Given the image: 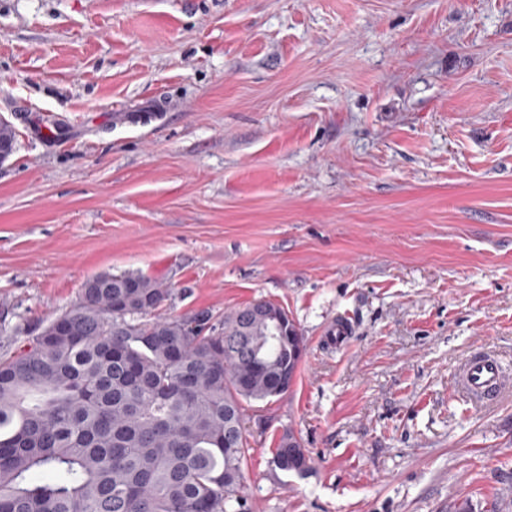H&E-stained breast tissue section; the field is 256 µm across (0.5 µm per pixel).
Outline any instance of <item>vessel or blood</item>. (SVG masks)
<instances>
[{"label": "vessel or blood", "mask_w": 512, "mask_h": 512, "mask_svg": "<svg viewBox=\"0 0 512 512\" xmlns=\"http://www.w3.org/2000/svg\"><path fill=\"white\" fill-rule=\"evenodd\" d=\"M454 389L472 404H489L512 390V375L504 370L495 354L476 352L467 355L459 364L454 375Z\"/></svg>", "instance_id": "b4317fda"}]
</instances>
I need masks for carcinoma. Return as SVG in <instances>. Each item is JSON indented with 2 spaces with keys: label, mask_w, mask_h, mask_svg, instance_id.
<instances>
[{
  "label": "carcinoma",
  "mask_w": 512,
  "mask_h": 512,
  "mask_svg": "<svg viewBox=\"0 0 512 512\" xmlns=\"http://www.w3.org/2000/svg\"><path fill=\"white\" fill-rule=\"evenodd\" d=\"M170 295L98 273L0 356V512H251L245 404L288 393L303 336L272 301L209 326L205 310L162 312ZM308 462L291 434L272 458Z\"/></svg>",
  "instance_id": "cac0c4a2"
}]
</instances>
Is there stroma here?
I'll return each mask as SVG.
<instances>
[{"label":"stroma","mask_w":512,"mask_h":512,"mask_svg":"<svg viewBox=\"0 0 512 512\" xmlns=\"http://www.w3.org/2000/svg\"><path fill=\"white\" fill-rule=\"evenodd\" d=\"M1 120L0 354L103 271L269 300L307 350L246 413L252 512H512V394L453 390L512 370V0H0ZM512 388V378L491 352L467 355L454 375V389L474 405L496 401ZM272 458V465L285 473L300 470L299 474L308 469L309 457L305 448H302L299 441L290 433L281 439Z\"/></svg>","instance_id":"stroma-1"}]
</instances>
